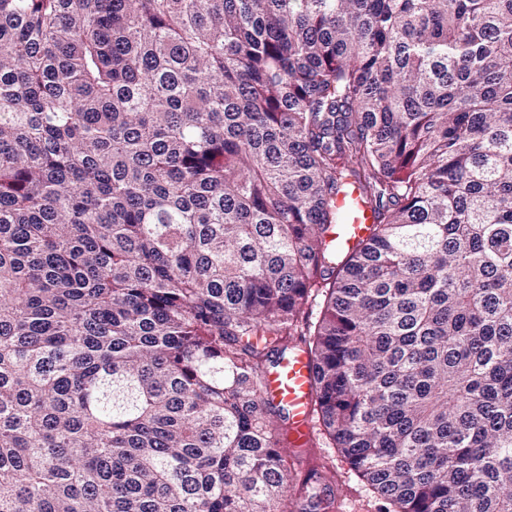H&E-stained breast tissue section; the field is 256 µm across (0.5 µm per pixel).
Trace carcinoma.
<instances>
[{
    "label": "carcinoma",
    "mask_w": 512,
    "mask_h": 512,
    "mask_svg": "<svg viewBox=\"0 0 512 512\" xmlns=\"http://www.w3.org/2000/svg\"><path fill=\"white\" fill-rule=\"evenodd\" d=\"M306 334L387 512H512V0H0V512H331ZM338 204L345 214V223L337 224L333 239L338 250L351 249L367 236L372 224L371 212L361 202L357 191L342 196ZM306 341L297 340L296 346L307 350ZM305 350H297L279 358L274 371L263 377V396L282 404L288 410V423H292L294 436L304 440L310 431L312 417L311 389L313 369Z\"/></svg>",
    "instance_id": "cac0c4a2"
}]
</instances>
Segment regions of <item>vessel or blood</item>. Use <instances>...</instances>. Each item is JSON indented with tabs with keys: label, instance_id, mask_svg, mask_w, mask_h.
Here are the masks:
<instances>
[{
	"label": "vessel or blood",
	"instance_id": "1",
	"mask_svg": "<svg viewBox=\"0 0 512 512\" xmlns=\"http://www.w3.org/2000/svg\"><path fill=\"white\" fill-rule=\"evenodd\" d=\"M339 206L345 214V221L337 225L333 239L337 249L346 250L367 236L372 217L358 192L342 196ZM313 377L307 352L297 350L279 358L275 370L263 378L264 398L280 403L287 409L294 434L302 439L308 436L311 427Z\"/></svg>",
	"mask_w": 512,
	"mask_h": 512
}]
</instances>
